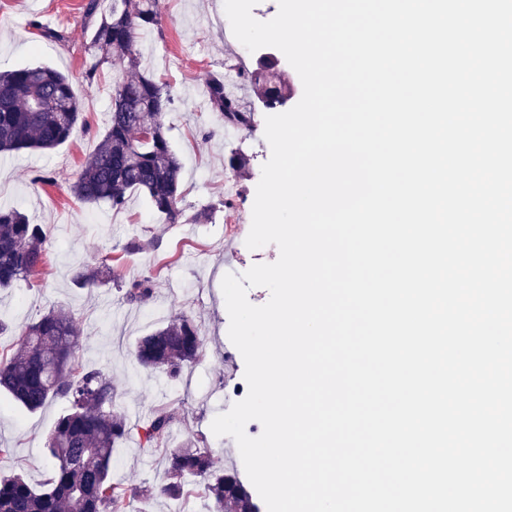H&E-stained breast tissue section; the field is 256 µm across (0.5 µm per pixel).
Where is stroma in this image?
Masks as SVG:
<instances>
[{
  "label": "stroma",
  "instance_id": "stroma-1",
  "mask_svg": "<svg viewBox=\"0 0 512 512\" xmlns=\"http://www.w3.org/2000/svg\"><path fill=\"white\" fill-rule=\"evenodd\" d=\"M85 2L0 0V71L46 64L65 73L84 103L87 122L52 152L21 150L0 158V206L17 208L43 225L48 252L41 276L0 291V320L9 326L0 334V352L14 346L21 329L48 309L65 307L82 336L80 362L110 376L120 393L115 409L132 428L130 439L114 451V481L137 487L163 481L162 451H145L140 443L160 404L178 411L173 445L198 443L217 466L240 472L244 465L234 439L215 436L211 423L248 391L243 358L228 337L222 279L279 256L272 244L253 251L245 245L261 168L271 155L265 115L254 109L258 55H239L238 40L225 38L224 0H159L161 24L143 43L141 67L167 82L174 99L163 121L182 163L179 206L189 217L211 210L212 219L190 227L164 223L137 193L119 211L106 203L88 206L70 187L107 125L113 84L127 73L107 66L95 80L87 79L92 58ZM44 25L62 31L63 40L44 37ZM212 76L224 78L225 93L242 108L253 109L251 126L230 125L200 108L192 89ZM239 153L249 163L236 170L230 159ZM45 175L50 183H42ZM229 210L238 213V224H225ZM130 241L138 242L137 250L125 251ZM105 256L121 280L154 276V299L147 307L125 303L119 283L73 285L75 270ZM183 315L194 318L206 339L202 361L175 382L140 369L131 355L137 337ZM67 408L65 399L56 398L29 413L1 397L0 446L7 452L0 456V472H19L32 485H43L50 474L46 439Z\"/></svg>",
  "mask_w": 512,
  "mask_h": 512
}]
</instances>
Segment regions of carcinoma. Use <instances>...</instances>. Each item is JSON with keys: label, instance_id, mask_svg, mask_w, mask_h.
Here are the masks:
<instances>
[{"label": "carcinoma", "instance_id": "obj_1", "mask_svg": "<svg viewBox=\"0 0 512 512\" xmlns=\"http://www.w3.org/2000/svg\"><path fill=\"white\" fill-rule=\"evenodd\" d=\"M99 0H88L86 15H98ZM100 16V15H98ZM158 0H112L108 13L94 22L90 42L95 59L87 78L105 65L134 72L112 86L109 120L71 193L84 204L106 202L125 207L128 194L139 193L167 224L183 222L178 207L182 164L172 150L163 115L173 103L167 85L141 67V32L160 25ZM210 108L232 123L247 126L251 115L224 94V82H207ZM289 97L279 75L262 83L258 102L275 112ZM83 120V105L69 79L44 65L0 71V155L23 149L52 151L72 137ZM43 225L33 224L16 208L0 207V288L28 280L46 264ZM109 264L83 268L73 277L78 288L112 283ZM124 299L143 307L154 296V281L142 277L124 282ZM81 336L65 307L53 308L27 325L11 353L0 355V392L29 412L63 397L68 410L48 440L51 475L40 488L21 474L0 477V512H126L137 499L144 506L163 497H182L185 478L198 479L210 512H261L232 470L213 465L205 448L185 444L166 449V482L153 490L112 480L113 450L128 439L126 420L114 411L116 387L100 369L82 366L77 351ZM204 339L189 316L167 322L138 339L137 365L179 379L203 356ZM176 411H153L144 446L169 442Z\"/></svg>", "mask_w": 512, "mask_h": 512}]
</instances>
